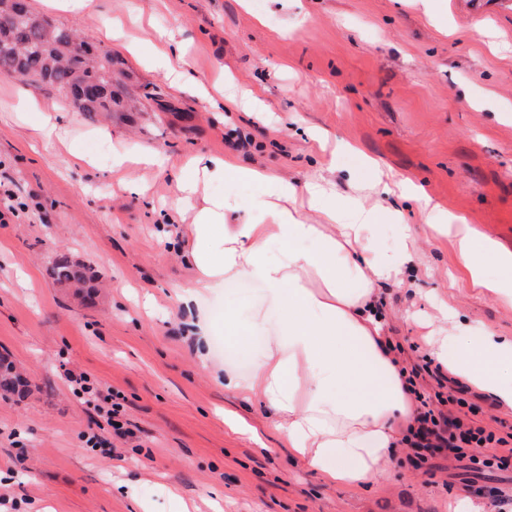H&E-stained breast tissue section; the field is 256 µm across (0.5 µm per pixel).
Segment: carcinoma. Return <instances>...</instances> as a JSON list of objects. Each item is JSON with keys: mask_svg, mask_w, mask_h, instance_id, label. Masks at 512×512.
<instances>
[{"mask_svg": "<svg viewBox=\"0 0 512 512\" xmlns=\"http://www.w3.org/2000/svg\"><path fill=\"white\" fill-rule=\"evenodd\" d=\"M0 74L24 78L56 92L77 112H130L123 95L112 84V54L98 53L76 32L56 26L35 14L27 0H0ZM55 284L83 302L96 296L95 271L68 256L51 269ZM28 379L7 354H0V392L24 394Z\"/></svg>", "mask_w": 512, "mask_h": 512, "instance_id": "carcinoma-1", "label": "carcinoma"}]
</instances>
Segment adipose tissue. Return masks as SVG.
Instances as JSON below:
<instances>
[{
  "label": "adipose tissue",
  "mask_w": 512,
  "mask_h": 512,
  "mask_svg": "<svg viewBox=\"0 0 512 512\" xmlns=\"http://www.w3.org/2000/svg\"><path fill=\"white\" fill-rule=\"evenodd\" d=\"M194 166L201 179L181 181L180 188L193 212L189 258L197 281L181 302H196L201 289L249 279L263 287L279 320L248 376L225 372V388L270 405L289 448L329 483L386 478L414 400L403 389L401 357L382 334L379 285L411 261L412 249L378 248L384 212L337 196L327 180L300 189L223 156L195 158ZM234 181L259 186L265 222H232L236 199L209 191L210 184ZM460 234L459 262L471 287L511 301L512 251L466 225ZM273 240L280 244L274 260L267 256ZM488 260L500 270L496 278L484 273ZM435 355L448 371L512 407V339L475 334L453 319Z\"/></svg>",
  "instance_id": "ef3b65f1"
}]
</instances>
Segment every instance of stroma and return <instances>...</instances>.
<instances>
[{
	"label": "stroma",
	"mask_w": 512,
	"mask_h": 512,
	"mask_svg": "<svg viewBox=\"0 0 512 512\" xmlns=\"http://www.w3.org/2000/svg\"><path fill=\"white\" fill-rule=\"evenodd\" d=\"M29 2L111 52L112 80L137 109L105 121L0 75V184L26 205L0 221V352L31 384L22 398L0 393V512H448L467 501L497 512L491 492H512V467L420 463L400 448L386 479L331 485L293 455L262 400L225 389L220 374L248 373L261 347L226 336L224 312L249 324L262 291L242 280L178 305L196 269L183 258L195 239L177 176L187 156H231L301 186L329 176L337 194L388 211L378 246L416 244L412 269L382 286L384 334L410 363L434 359L426 337L440 302L511 337L512 305L470 288L456 239L428 241L422 210L431 200L512 250V0H263L259 12L248 0H93L87 14ZM115 19L124 39L104 34ZM162 30L190 78L226 74L260 106L228 97L218 111L173 85L146 62ZM22 97L36 109L16 111ZM43 122L51 140L33 136ZM102 128L164 166L113 169L89 149ZM61 254L97 271L96 304L56 287ZM202 316L204 339L186 329ZM70 370L100 407L73 394ZM114 402L120 435L106 422ZM227 412L265 449L232 431ZM92 433L110 455L86 447Z\"/></svg>",
	"instance_id": "stroma-1"
}]
</instances>
